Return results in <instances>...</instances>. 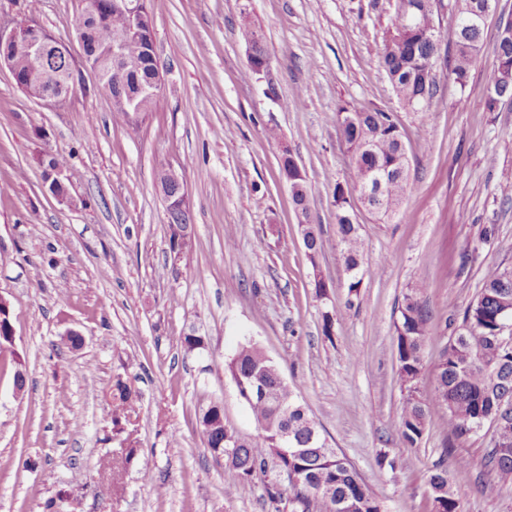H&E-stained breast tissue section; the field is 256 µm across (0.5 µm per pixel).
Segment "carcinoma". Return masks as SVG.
I'll use <instances>...</instances> for the list:
<instances>
[{"instance_id":"obj_1","label":"carcinoma","mask_w":512,"mask_h":512,"mask_svg":"<svg viewBox=\"0 0 512 512\" xmlns=\"http://www.w3.org/2000/svg\"><path fill=\"white\" fill-rule=\"evenodd\" d=\"M99 20L88 21L86 47L112 38V32L127 25V17L112 9V0H92ZM478 0H455L448 11V29L456 36L455 52L449 61L455 82L464 88L472 66L483 47V27L466 25L468 15ZM417 14V24L424 29L434 24V17L421 11L417 0H397L392 31L378 50V57L399 101L414 112H428L430 101L436 94V81L423 83L415 75L430 56L437 55L439 47L422 36L408 38L404 46L396 40L405 27L406 15ZM244 41L254 55L249 57V69L257 72L258 65L268 59L262 38L249 23L240 29ZM145 43L132 40L124 47L130 61L141 64L138 73L124 74L105 68L101 76L94 77L98 94L107 98L116 95L118 87L137 78L146 83L152 77L154 65L145 64ZM496 62L512 63V27L502 25L494 48ZM16 85L26 82L36 73L49 79H58L76 63L68 46L54 59L45 61L32 52L15 50L8 53ZM501 74L494 67L487 76L490 96L488 111L496 108ZM340 136L352 160V189L336 185V225L345 270L350 272L347 284L354 292L361 283L364 247L359 233L360 225L351 201V190L376 184L375 176L387 173L376 205L370 213L390 219L400 205L408 187V176H400V166H408V159L400 158L399 141L402 134L395 115L380 109L349 110L342 107L336 113ZM311 187L303 181L291 192L294 207L310 217ZM305 243L311 263L321 250V240L315 225L307 224ZM423 285L415 286L404 296L399 321L395 325L398 376L407 388L396 421L404 443L413 447L420 442L426 430L428 416L441 409L448 416L450 434L459 445L469 443L488 424L494 429L493 442H512V316L506 321L497 318L503 309L512 307V275L506 277L502 269L489 271L482 282L477 298L465 309L462 324L453 343L442 352L437 365L433 386L421 391L417 387L424 362V348L430 339L427 323L428 311L419 294ZM225 371L236 383L239 395L249 405L257 422L256 435L239 437L227 427L224 417L216 409L198 418V424L207 449L224 455L225 467L234 475L232 487L246 489V483L256 479L264 484L265 493L272 502L281 500L282 493L275 482L276 473L286 471L295 475L289 480L288 504L293 512H382L381 505L357 469L344 457L335 455L323 444L326 438L316 422L297 404L292 387L283 378L277 365L255 344L242 346L227 363ZM261 381L265 395L253 396L252 388ZM114 396L120 401L121 412L112 416L114 426L121 425L131 413V392L126 385L115 384ZM293 434L294 448L288 454H277L279 434L283 429ZM274 463L275 471L268 469ZM486 465L491 476L484 484L489 492L512 483V446L489 449ZM470 462L455 457L451 464L440 461L434 466L428 487L435 512H460L461 486L468 481Z\"/></svg>"}]
</instances>
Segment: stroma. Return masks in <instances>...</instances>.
I'll return each instance as SVG.
<instances>
[{
    "label": "stroma",
    "mask_w": 512,
    "mask_h": 512,
    "mask_svg": "<svg viewBox=\"0 0 512 512\" xmlns=\"http://www.w3.org/2000/svg\"><path fill=\"white\" fill-rule=\"evenodd\" d=\"M165 87L136 129L86 80L64 104L42 105L0 68V296L14 340L0 349V512H291L261 483L235 495L198 417L214 403L240 436L257 424L224 366L260 346L294 386L329 445L359 471L383 512H433L427 479L444 450L471 463L460 512H512V485L481 480L492 430L450 447L433 412L415 447L395 422L407 390L397 375L395 324L420 287L430 315L418 386L487 272L512 266V98L488 111V72L512 0H498L466 87L448 68L454 35L438 29V91L429 119L403 108L376 51L396 0H151ZM77 0H0V24L35 16L73 38ZM250 21L269 64L248 68ZM395 113L409 158L406 197L390 220L358 209L365 274L347 288L334 193L351 160L339 108ZM312 188L322 249L310 264L281 149ZM64 155L73 206L44 187L40 154ZM184 181L190 263L169 246L161 168ZM495 227L492 236L484 230ZM328 285L316 293V279ZM336 316L331 336L324 313ZM82 334L69 348L68 330ZM201 336L188 352L183 338ZM135 403L129 431L111 421L116 383ZM138 452L125 459L127 435ZM387 454L394 467L379 466Z\"/></svg>",
    "instance_id": "1"
}]
</instances>
